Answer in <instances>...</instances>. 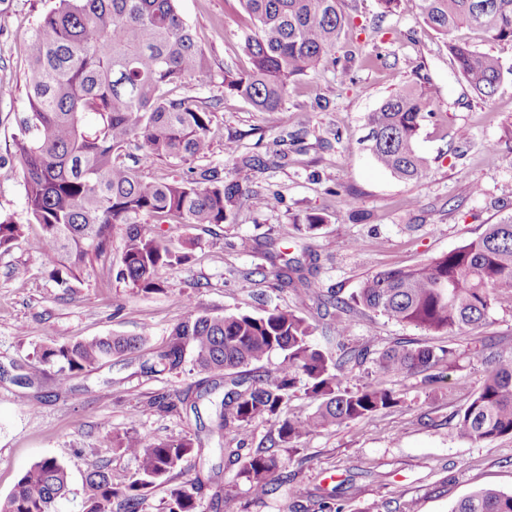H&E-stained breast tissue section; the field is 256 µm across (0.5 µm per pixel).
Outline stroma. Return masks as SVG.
I'll list each match as a JSON object with an SVG mask.
<instances>
[{
	"label": "stroma",
	"mask_w": 512,
	"mask_h": 512,
	"mask_svg": "<svg viewBox=\"0 0 512 512\" xmlns=\"http://www.w3.org/2000/svg\"><path fill=\"white\" fill-rule=\"evenodd\" d=\"M57 4L0 0V216L24 226L23 236L0 248V501L24 470L52 458L66 467L69 491L51 512H84L91 467L138 473V461L107 442L111 429L158 441L186 438L196 447L166 482L145 491L140 512H165L171 490L179 487L194 493L197 512H326L330 506L338 512H448L485 487L512 492V436L470 444L455 434L459 414L489 369V353L512 352V298L498 300L487 325L448 334L398 324L351 303L344 313L350 331L340 336L316 299L276 280L289 255L301 259L321 293L350 300L367 276L448 253L499 219V204H512V153L497 146L505 121H512V75L492 98H482L458 74L448 42L468 43L508 65L512 42L466 27L442 36L423 21L413 0L390 12L379 0H339L351 19L336 47L339 64L307 73L279 110L259 112L224 91L225 68L248 65L240 43L250 21L239 0H176L211 73L186 81L173 95L210 111V149L185 161L141 160L140 173L170 181L216 167L239 181L247 196L223 224H159L167 247L185 260L160 267L159 290L144 292L118 277L124 227L114 229L109 254L66 285L52 277L53 259L31 247L40 227L27 214L14 144L29 111L27 41ZM423 79L434 85L437 102L416 140L429 176L415 183L380 167L364 141L367 114L396 87ZM229 142L236 147L231 156L224 151ZM254 192L278 195L281 202L254 208ZM312 213L324 218L314 232L305 228ZM342 240L358 246L340 249ZM246 271L251 280H243ZM274 308L311 324L313 343L329 356L363 353V360L340 371L345 386L387 389L400 403L294 447L274 448L275 489L260 496L222 450L241 438L257 447L273 434L274 421L258 418L243 435L216 439L206 401L187 413L147 405L157 394L175 400L187 389L213 386V375L190 362L164 374L146 372L142 364L191 314ZM106 335H142L148 345L74 375L63 388L57 365L38 360L45 347ZM400 341L450 356L428 373L377 375L375 358Z\"/></svg>",
	"instance_id": "1"
}]
</instances>
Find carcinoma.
Here are the masks:
<instances>
[{"label": "carcinoma", "mask_w": 512, "mask_h": 512, "mask_svg": "<svg viewBox=\"0 0 512 512\" xmlns=\"http://www.w3.org/2000/svg\"><path fill=\"white\" fill-rule=\"evenodd\" d=\"M253 29L242 42L249 67L224 69V92L237 95L259 112L285 102L289 88L307 72L331 61L347 24L338 0H241ZM415 9L436 32L449 36L467 26L493 40L512 42V0H414ZM457 70L473 91L492 97L506 69L501 60L465 43L448 42ZM30 115L24 136L16 142L23 170L27 210L42 232L32 248L59 259L56 279L66 284L94 258L110 251L112 230L126 226L119 278L145 292L159 289L155 271L181 263L159 237L151 219L177 218L187 224H223L241 195L237 181L203 169L192 178L148 181L134 165L118 160L129 148L144 157L187 160L210 148L211 112L170 88L210 74L207 56L196 44L175 0H60L28 41ZM435 91L430 82L400 86L367 116V149L394 177L422 182L428 163L415 141L422 121L432 114ZM487 225L478 238L413 268H393L365 278L354 301L375 315L424 331L447 333L478 328L490 320L499 295H512V211ZM23 234L11 218L0 219V247ZM298 261H286L277 273L282 285H304V295L333 308L336 333L349 331L339 316L347 303L336 294L318 293L302 274ZM146 337L99 336L69 345L47 347L39 362L60 365L59 384L88 371L115 354L134 352ZM193 351L195 366L231 388L220 400H209L211 432L239 433L257 417H275L300 381L319 404L304 419L277 421L270 447L307 438L330 426L366 418L397 405L389 391L366 385L342 387L333 363L311 343V325L295 312L273 309L262 315L199 312L178 323L168 340L144 364L150 373L173 372ZM280 356L271 374L229 378L231 372ZM448 352L399 342L378 355L383 375L404 376L430 369ZM480 390L459 414L456 436L468 443L512 436V353L489 358ZM207 389L174 402L164 395L149 401L158 412H176L208 397ZM112 447L138 459L139 478L94 466L86 480L93 487L87 512H139L140 491L167 476L194 451L190 439L153 441L127 431L107 433ZM241 472L253 490L272 491L273 456L261 450L242 453ZM68 490V473L53 459L34 463L17 480L0 512H50V504ZM168 512H196L192 494L170 492ZM450 512H512V492L479 489L457 501Z\"/></svg>", "instance_id": "obj_1"}]
</instances>
